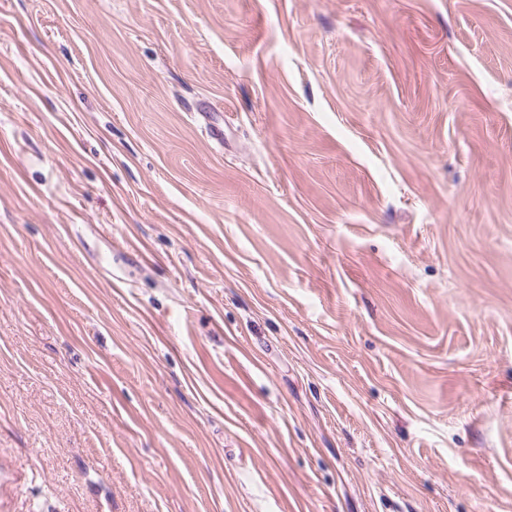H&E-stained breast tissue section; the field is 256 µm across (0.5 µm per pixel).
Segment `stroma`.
Wrapping results in <instances>:
<instances>
[{"label": "stroma", "instance_id": "1", "mask_svg": "<svg viewBox=\"0 0 512 512\" xmlns=\"http://www.w3.org/2000/svg\"><path fill=\"white\" fill-rule=\"evenodd\" d=\"M0 512H512V0H0Z\"/></svg>", "mask_w": 512, "mask_h": 512}]
</instances>
